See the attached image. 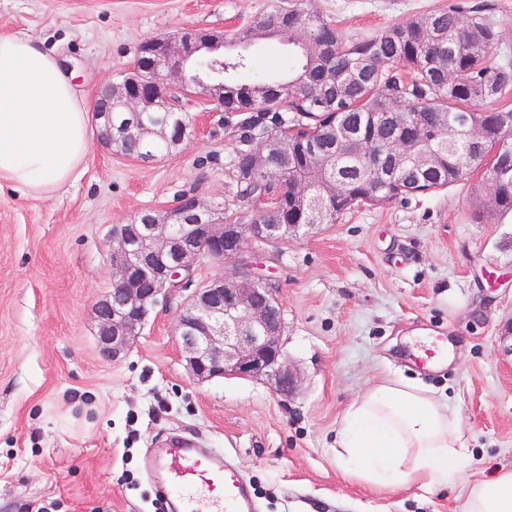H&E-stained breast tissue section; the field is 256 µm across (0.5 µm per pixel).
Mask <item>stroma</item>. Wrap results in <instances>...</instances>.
Returning <instances> with one entry per match:
<instances>
[{"instance_id":"obj_1","label":"stroma","mask_w":512,"mask_h":512,"mask_svg":"<svg viewBox=\"0 0 512 512\" xmlns=\"http://www.w3.org/2000/svg\"><path fill=\"white\" fill-rule=\"evenodd\" d=\"M447 0H314L348 41ZM271 0H0V35L38 38L78 74L87 103L147 39L180 28L230 32ZM223 113L175 155L142 163L92 138L52 198L0 188V512H154L150 452L178 437L240 465L259 512H463L465 488L512 468V214L475 219L478 169L448 189L361 206L270 252L283 353L298 393L262 380L192 381L174 323L175 289L129 352L104 359L95 304L112 286L113 225L189 192L245 224L227 168ZM452 347L432 367L427 342ZM385 368L447 393L468 460L454 489L378 490L336 465L343 411Z\"/></svg>"}]
</instances>
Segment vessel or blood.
I'll use <instances>...</instances> for the list:
<instances>
[{
    "mask_svg": "<svg viewBox=\"0 0 512 512\" xmlns=\"http://www.w3.org/2000/svg\"><path fill=\"white\" fill-rule=\"evenodd\" d=\"M148 466L168 512H256L240 468L223 450L173 443L159 448Z\"/></svg>",
    "mask_w": 512,
    "mask_h": 512,
    "instance_id": "b4317fda",
    "label": "vessel or blood"
}]
</instances>
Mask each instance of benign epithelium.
<instances>
[{
  "instance_id": "obj_1",
  "label": "benign epithelium",
  "mask_w": 512,
  "mask_h": 512,
  "mask_svg": "<svg viewBox=\"0 0 512 512\" xmlns=\"http://www.w3.org/2000/svg\"><path fill=\"white\" fill-rule=\"evenodd\" d=\"M223 39L180 29L152 40L158 48L154 70L145 74L134 65L97 93L92 120L102 144L112 148L115 101L134 118L173 93L194 101L199 81L187 75L185 61L202 45L220 46ZM294 228L216 223L211 208L194 196L162 212L146 211L133 224L113 225L112 288L95 304L101 355L114 361L124 355L166 291L185 287L183 274L206 261L229 263L228 272L191 292L176 318L174 334L189 378L207 382L236 374L264 379L281 396L296 394L300 377L282 351L285 324L277 289L257 287L261 252L252 249H275L293 237Z\"/></svg>"
}]
</instances>
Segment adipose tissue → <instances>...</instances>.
<instances>
[{
	"label": "adipose tissue",
	"mask_w": 512,
	"mask_h": 512,
	"mask_svg": "<svg viewBox=\"0 0 512 512\" xmlns=\"http://www.w3.org/2000/svg\"><path fill=\"white\" fill-rule=\"evenodd\" d=\"M90 115L74 75L33 37H0V187L32 199L72 181L90 152ZM467 447L449 398L385 373L343 412L336 464L374 487L456 484ZM465 512H512V470L469 484Z\"/></svg>",
	"instance_id": "obj_1"
}]
</instances>
